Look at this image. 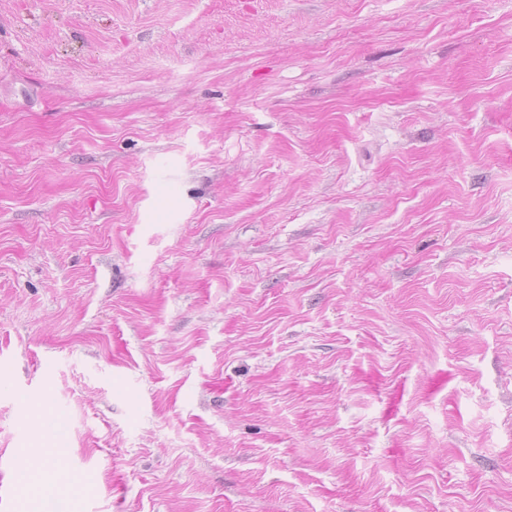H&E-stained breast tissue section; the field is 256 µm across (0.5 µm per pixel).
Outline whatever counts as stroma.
Returning <instances> with one entry per match:
<instances>
[{
  "mask_svg": "<svg viewBox=\"0 0 512 512\" xmlns=\"http://www.w3.org/2000/svg\"><path fill=\"white\" fill-rule=\"evenodd\" d=\"M0 512H512V0H0Z\"/></svg>",
  "mask_w": 512,
  "mask_h": 512,
  "instance_id": "35a3bbf8",
  "label": "stroma"
}]
</instances>
